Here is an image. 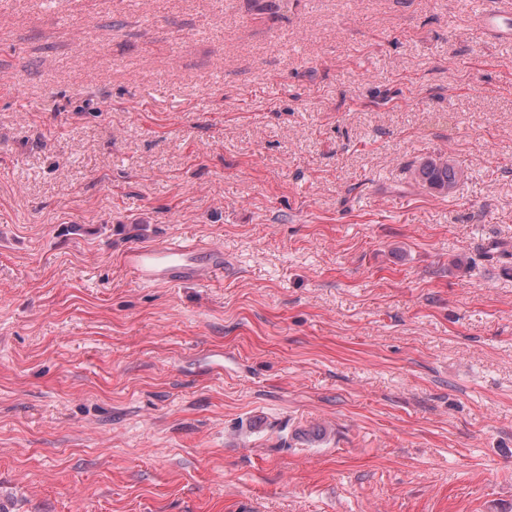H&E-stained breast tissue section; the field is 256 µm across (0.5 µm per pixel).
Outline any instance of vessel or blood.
Masks as SVG:
<instances>
[{"label":"vessel or blood","instance_id":"b4317fda","mask_svg":"<svg viewBox=\"0 0 512 512\" xmlns=\"http://www.w3.org/2000/svg\"><path fill=\"white\" fill-rule=\"evenodd\" d=\"M481 26L496 38L512 40V0H484ZM125 269L137 282L150 285L176 284L222 275L221 248L169 237L127 250Z\"/></svg>","mask_w":512,"mask_h":512}]
</instances>
